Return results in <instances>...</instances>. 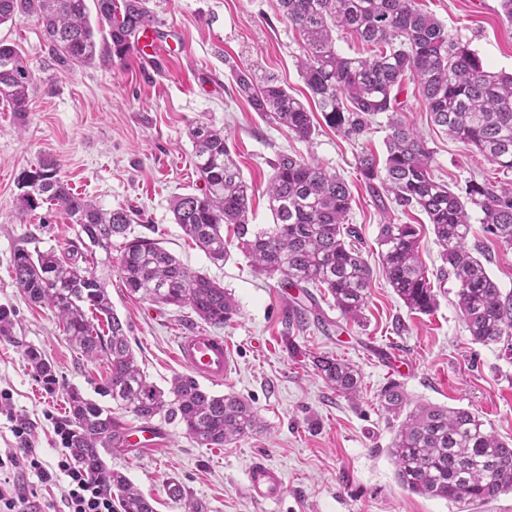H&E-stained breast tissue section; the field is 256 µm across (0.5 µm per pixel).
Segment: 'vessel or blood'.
<instances>
[{"label":"vessel or blood","mask_w":512,"mask_h":512,"mask_svg":"<svg viewBox=\"0 0 512 512\" xmlns=\"http://www.w3.org/2000/svg\"><path fill=\"white\" fill-rule=\"evenodd\" d=\"M177 347L179 360L194 377L213 384L223 383L231 369V358L222 336L200 329L181 336ZM162 439L160 429L148 423L125 430L126 445L142 451L153 450ZM245 488L255 502H277L284 490L283 473L267 462L254 461L246 471Z\"/></svg>","instance_id":"obj_1"}]
</instances>
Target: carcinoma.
Here are the masks:
<instances>
[{
  "instance_id": "obj_1",
  "label": "carcinoma",
  "mask_w": 512,
  "mask_h": 512,
  "mask_svg": "<svg viewBox=\"0 0 512 512\" xmlns=\"http://www.w3.org/2000/svg\"><path fill=\"white\" fill-rule=\"evenodd\" d=\"M98 26L109 28L110 42L99 46L86 0H0V25L31 16L42 26L55 58L66 64L122 61L140 30L153 22L148 0H94ZM283 16L303 42L300 75L324 123L351 141L362 138L376 118L386 117V155L364 151L357 165L364 182L403 208H419L442 246L441 275L458 286L457 307L475 344L503 345L512 352V293L501 291L480 257L466 246L471 231L468 207L505 248H512V181L470 180L453 189L433 175V151L402 119L398 92L408 76L435 125L449 137L476 149L504 174L512 173V74L494 72L469 44L453 37L416 0H278ZM341 29L367 46V57L336 50L333 32ZM238 93L271 122L308 142L315 116L273 74L234 71ZM35 79L18 45L0 41V104L29 111ZM193 166L204 183L199 194L174 197L175 223L213 263L230 258L224 228L258 272L310 297L324 288L346 321L362 319L373 269L350 239L352 193L349 184L313 159L283 154L272 165L266 193L271 224L249 222L252 185L231 156L224 131L204 122L188 132ZM18 209L31 214L45 204L60 209L76 226L83 250L53 249L13 254L12 278L32 303L52 309L69 344L82 356L103 361L108 379L102 393L141 421L158 415L178 420L185 434L202 446L222 448L261 427L251 402L235 394L214 395L188 375L175 377L168 391L148 381L112 308L99 265L119 246V277L126 291L156 305L189 307L204 323L220 328L238 313L232 293L204 273L193 271L157 240L134 234V208L106 210L75 193L60 176L59 164L45 159L22 176ZM382 271L397 297L412 312L429 315L437 306L434 284L419 252L412 224H382L376 239ZM313 308L300 301L286 321L306 324ZM104 320L106 329L94 325ZM26 357L46 385L57 382L50 360L31 348ZM324 383L355 401L362 374L332 354L311 356ZM384 409L405 415L392 441L400 484L427 498L444 499L458 512L486 505L512 493V442L499 439L480 416L465 408L411 405L398 382L380 394ZM66 448L75 463L115 496L118 512H155L127 476L107 466L103 453L119 447L125 425L112 409L67 391Z\"/></svg>"
}]
</instances>
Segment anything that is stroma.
<instances>
[{
	"label": "stroma",
	"instance_id": "stroma-1",
	"mask_svg": "<svg viewBox=\"0 0 512 512\" xmlns=\"http://www.w3.org/2000/svg\"><path fill=\"white\" fill-rule=\"evenodd\" d=\"M449 34L468 42L490 70L512 72V23L500 14L499 0H418ZM163 51L154 57L131 53L122 61L65 66L53 57L38 22L19 16L0 25V40L17 43L33 70L36 90L25 116L0 106V306L14 312L10 338H0V390L10 400L0 411V450L14 446L7 415L30 428L28 440L41 458L64 454L58 429L65 419V393L79 388L85 397L111 406L97 390L106 380L103 363L73 350L53 312L28 303L16 286L11 263L17 248L72 250L75 227L58 209L43 206L24 216L18 210L23 172L44 158L60 165L73 192L105 209L133 207L149 225V237L187 267L207 273L234 296L238 314L220 328L231 353V371L216 395L234 393L252 401L263 426L222 448H205L182 424L162 416L153 423L166 436L164 446L147 453L112 449L109 467L121 470L153 499L156 512H185L167 495L179 483L186 500L205 512H457L443 499L404 489L388 449L399 425L379 403L390 379L378 353L393 349L404 374L400 381L412 402L464 407L476 412L505 441H512V354L502 347L472 343L456 306L457 284L443 282L436 309L410 312L378 272L377 257L364 319H343L331 296L314 289L321 321L287 327L296 292L256 273L239 250L224 263H212L176 224L174 196L198 192L188 129L198 120L221 129L244 179L253 186L250 221L268 224L265 194L272 165L281 153L313 158L339 173L352 193L350 224L363 249L375 247L380 224H414L430 273L442 261L441 246L426 215L396 204L381 205L357 170L362 148L385 151L384 120L351 142L320 126L311 142H301L254 112L236 88V68L272 73L293 95L305 94L298 70L302 42L282 16L278 0H149ZM406 120L433 151L434 175L449 185L491 177L489 164L433 124L420 102L416 82L400 95ZM475 222L469 248L488 259L486 268L502 291L512 292V249H505ZM112 307L129 326L132 350L149 381L160 388L184 374L177 359L179 336L202 328L191 309L159 307L130 297L115 268L99 269ZM44 352L57 383L46 389L35 379L25 352ZM330 353L355 364L363 376L358 401L331 391L317 376L311 354ZM264 458L285 473L282 498L253 501L244 488L247 467Z\"/></svg>",
	"mask_w": 512,
	"mask_h": 512
}]
</instances>
